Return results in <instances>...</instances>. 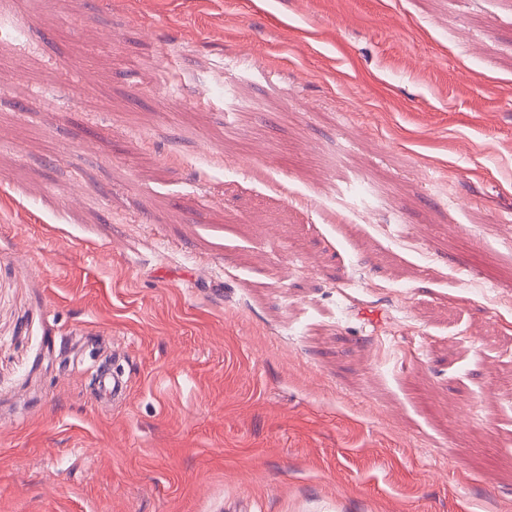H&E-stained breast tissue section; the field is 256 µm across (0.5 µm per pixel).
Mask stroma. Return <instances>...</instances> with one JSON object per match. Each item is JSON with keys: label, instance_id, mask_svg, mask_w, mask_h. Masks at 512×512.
<instances>
[{"label": "stroma", "instance_id": "1", "mask_svg": "<svg viewBox=\"0 0 512 512\" xmlns=\"http://www.w3.org/2000/svg\"><path fill=\"white\" fill-rule=\"evenodd\" d=\"M0 20V512H512V0Z\"/></svg>", "mask_w": 512, "mask_h": 512}]
</instances>
